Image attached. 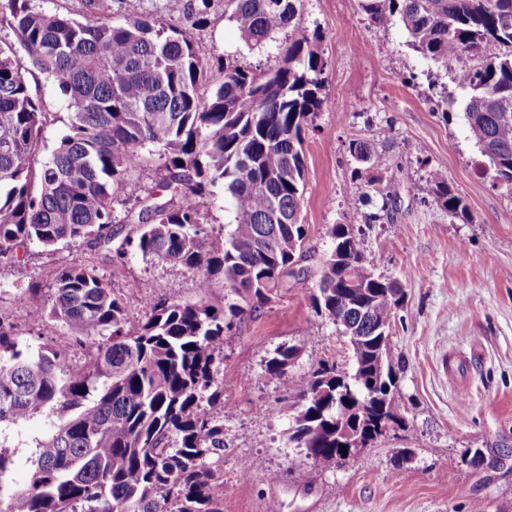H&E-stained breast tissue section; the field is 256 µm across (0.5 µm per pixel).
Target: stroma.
Here are the masks:
<instances>
[{
	"mask_svg": "<svg viewBox=\"0 0 512 512\" xmlns=\"http://www.w3.org/2000/svg\"><path fill=\"white\" fill-rule=\"evenodd\" d=\"M194 4L111 2L115 18L149 13L167 27L189 26ZM296 23L320 34L324 63V106L304 135V278L286 279L224 337L218 364L224 450L210 461L224 479V512H512V472L477 471L462 461L470 448L512 450V193L494 183L469 130L467 92L455 73L416 52L398 22L374 24L361 0H303ZM198 42L213 58L241 49L224 0H213ZM36 88L49 113L43 136L51 150L67 131V108L45 77ZM353 140L384 158L379 177L395 198L393 209H383L381 196L368 193L358 176ZM160 167L158 154H151L128 180L115 206L120 235L132 231L125 216L137 214L147 196L160 195ZM433 167L461 197L465 217H450L434 202ZM334 224L361 226L368 267L405 281L389 340L403 422L372 447L328 463L289 447L292 399L265 364L280 345L297 344L291 384L325 362L350 366L346 336L310 300ZM74 264L110 282L133 323L160 301L224 307L239 301L222 283L200 287L194 272L139 253L116 261L109 247L95 243L32 245L23 260L0 266V322L19 345H59L70 361H85L87 346L65 325L48 314L34 318L19 299ZM41 430L36 418L9 432L15 487L29 483ZM249 460L259 461V469L245 472Z\"/></svg>",
	"mask_w": 512,
	"mask_h": 512,
	"instance_id": "1",
	"label": "stroma"
}]
</instances>
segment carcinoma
Segmentation results:
<instances>
[{"label":"carcinoma","mask_w":512,"mask_h":512,"mask_svg":"<svg viewBox=\"0 0 512 512\" xmlns=\"http://www.w3.org/2000/svg\"><path fill=\"white\" fill-rule=\"evenodd\" d=\"M379 23L398 19L411 46L461 76L465 116L494 178L512 187V0H364ZM302 0H224V16L253 50L276 42L293 25ZM210 0H198L188 28H165L149 15L112 16L109 0H80L78 17L49 13L31 0H0V263L36 243L112 242L114 199L147 163L143 149L164 160L170 199L144 204L130 251L197 272L200 286L224 289L259 305L293 275L288 257L304 256L307 231L299 219L306 185L303 133L322 111L320 35H288L280 62L265 69L228 54L222 79L206 96L212 63L195 30ZM472 53L482 65L463 60ZM49 79L67 103V132L43 163L46 112L29 77ZM367 170L385 160L365 142L350 144ZM435 203L466 215L442 170L429 173ZM224 187L230 230L202 231L213 188ZM333 248L312 294L315 312L336 320L346 310L351 372L336 364L311 370L292 392L288 444L315 461L336 459V393L360 405L367 421L399 420L394 397L373 383L379 350L389 341L375 329L395 321L403 288L364 274L361 230L328 229ZM351 285L367 293L359 311L340 300ZM33 286L22 301L76 338L93 337L81 365L52 346H19L0 330V428L43 418L35 440L29 486L9 481L8 436L0 434V512H224V480L207 459L224 451V391L216 359L224 335L245 309L203 302H159L129 324L111 286L94 269L73 265L50 285ZM299 347L282 346L266 372L288 388Z\"/></svg>","instance_id":"obj_1"}]
</instances>
